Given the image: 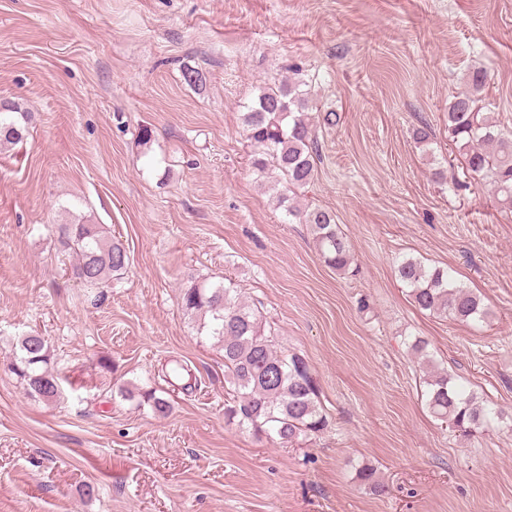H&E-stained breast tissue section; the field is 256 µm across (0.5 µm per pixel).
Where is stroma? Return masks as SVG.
I'll return each instance as SVG.
<instances>
[{
  "label": "stroma",
  "instance_id": "35a3bbf8",
  "mask_svg": "<svg viewBox=\"0 0 512 512\" xmlns=\"http://www.w3.org/2000/svg\"><path fill=\"white\" fill-rule=\"evenodd\" d=\"M292 66L340 117L317 124L321 162L298 196L335 214L346 274L250 165L242 105ZM476 68L512 129V0H0V101L34 115L0 151V512H512V206L448 136ZM70 215L123 243L124 274L72 277ZM406 258L454 270L490 317L420 311ZM226 279L305 360L323 434L283 445L225 418L224 354L179 294ZM30 332L63 378L56 402L6 368ZM418 338L504 423L464 437L436 420ZM176 360L189 373L171 384ZM124 385L155 390L169 415ZM366 465L383 493L357 479Z\"/></svg>",
  "mask_w": 512,
  "mask_h": 512
}]
</instances>
